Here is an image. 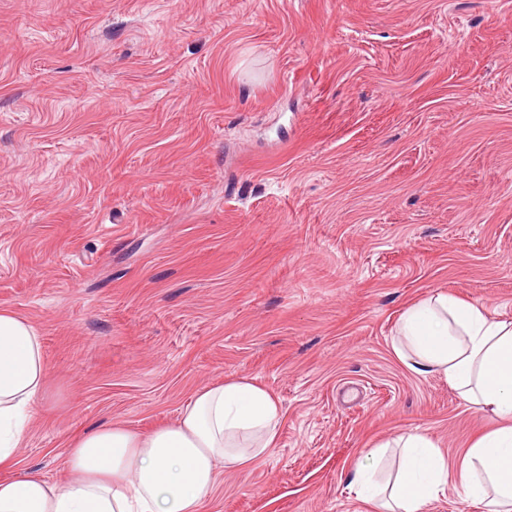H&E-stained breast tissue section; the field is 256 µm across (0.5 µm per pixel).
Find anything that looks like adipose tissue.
<instances>
[{
    "instance_id": "obj_1",
    "label": "adipose tissue",
    "mask_w": 512,
    "mask_h": 512,
    "mask_svg": "<svg viewBox=\"0 0 512 512\" xmlns=\"http://www.w3.org/2000/svg\"><path fill=\"white\" fill-rule=\"evenodd\" d=\"M412 372L434 375L489 418L463 454L460 480L491 512H512V321L444 292L408 305L392 338ZM48 374L37 329L0 307V512H201L219 469L242 468L274 447L282 408L264 388L236 378L200 389L178 419L141 435L106 423L73 438L59 484L17 466ZM394 480L374 489L367 468L352 487L380 512H425L448 487V460L432 437L409 432Z\"/></svg>"
}]
</instances>
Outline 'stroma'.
<instances>
[{
	"label": "stroma",
	"mask_w": 512,
	"mask_h": 512,
	"mask_svg": "<svg viewBox=\"0 0 512 512\" xmlns=\"http://www.w3.org/2000/svg\"><path fill=\"white\" fill-rule=\"evenodd\" d=\"M446 292L512 319V0H0V307L49 373L18 456L63 483L247 377L274 448L202 512H376L396 433L452 474L486 416L391 348Z\"/></svg>",
	"instance_id": "1"
}]
</instances>
